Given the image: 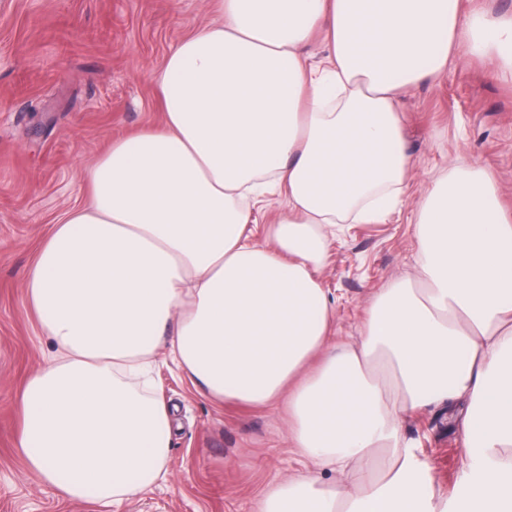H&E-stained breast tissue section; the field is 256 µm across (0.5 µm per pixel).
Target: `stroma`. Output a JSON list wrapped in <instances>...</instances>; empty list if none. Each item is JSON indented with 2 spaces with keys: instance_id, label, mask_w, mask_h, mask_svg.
Returning a JSON list of instances; mask_svg holds the SVG:
<instances>
[{
  "instance_id": "obj_1",
  "label": "stroma",
  "mask_w": 512,
  "mask_h": 512,
  "mask_svg": "<svg viewBox=\"0 0 512 512\" xmlns=\"http://www.w3.org/2000/svg\"><path fill=\"white\" fill-rule=\"evenodd\" d=\"M215 0H0V512H102L59 498L18 446V396L51 352L25 277L56 220L86 199L83 175L113 138L160 123L153 76L196 25L221 21ZM414 168L401 212L348 224L321 272L336 298V336L359 335L370 297L413 274L415 216L450 162L476 161L512 205V82L476 58L453 59L401 100ZM156 381L173 409L167 475L118 512H251L273 480L301 470L281 408L218 404L166 361ZM456 403L408 414L404 437L442 500L464 466Z\"/></svg>"
}]
</instances>
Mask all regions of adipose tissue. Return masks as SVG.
I'll return each mask as SVG.
<instances>
[{"label":"adipose tissue","mask_w":512,"mask_h":512,"mask_svg":"<svg viewBox=\"0 0 512 512\" xmlns=\"http://www.w3.org/2000/svg\"><path fill=\"white\" fill-rule=\"evenodd\" d=\"M218 2L222 22L154 76L160 124L112 141L27 273L55 347L20 394L29 468L107 508L163 479V352L213 401L286 409L313 469L268 484L253 512H439L401 419L454 402L467 412L450 512H512V215L497 179L453 162L426 189L415 273L375 295L357 341H333L319 277L338 225L403 203L402 97L454 57L512 78V16L465 0ZM273 186L288 208L258 242L246 229Z\"/></svg>","instance_id":"1"}]
</instances>
